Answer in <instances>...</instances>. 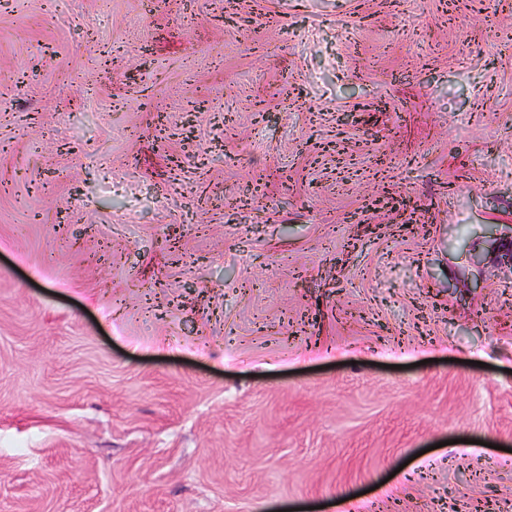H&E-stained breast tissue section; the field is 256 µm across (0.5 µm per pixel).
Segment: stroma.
I'll use <instances>...</instances> for the list:
<instances>
[{
  "label": "stroma",
  "instance_id": "1",
  "mask_svg": "<svg viewBox=\"0 0 512 512\" xmlns=\"http://www.w3.org/2000/svg\"><path fill=\"white\" fill-rule=\"evenodd\" d=\"M512 0H0V512H512Z\"/></svg>",
  "mask_w": 512,
  "mask_h": 512
}]
</instances>
